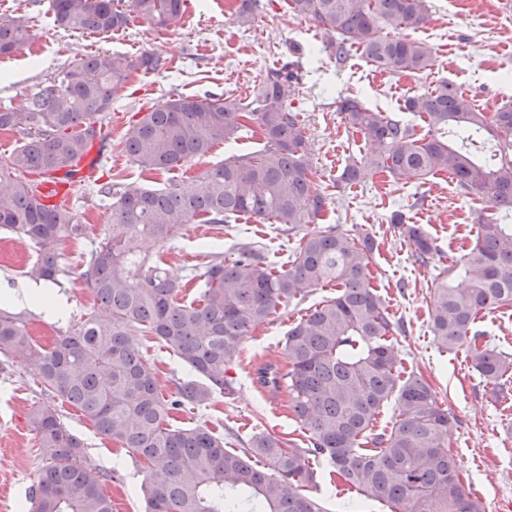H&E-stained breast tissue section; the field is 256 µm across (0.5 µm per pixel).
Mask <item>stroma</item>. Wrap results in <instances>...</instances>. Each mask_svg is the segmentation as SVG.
I'll return each mask as SVG.
<instances>
[{"instance_id":"1","label":"stroma","mask_w":512,"mask_h":512,"mask_svg":"<svg viewBox=\"0 0 512 512\" xmlns=\"http://www.w3.org/2000/svg\"><path fill=\"white\" fill-rule=\"evenodd\" d=\"M50 0H0V16L27 22L31 39L18 52L0 56V106L17 107L56 77L78 54L137 55L152 51L168 58L167 74H134L112 102L106 130L110 150L98 157V174L123 185L165 188L188 186L224 158L256 147L258 135L244 131L238 140L215 145L211 153L185 167L147 174L120 150L136 113L173 94L202 96L248 89L273 69L298 59L303 84L292 102L305 121L313 172L326 196L328 225L374 239L370 256L373 283L393 322L403 325L398 338L401 370L419 373L432 385L455 419L448 446L456 456L465 482L486 512H512V415L491 397V389L472 369L465 348L439 350L430 328V291L436 276L471 243L469 231L479 221V205L461 193L447 174L425 181L391 182L377 175L355 186L338 184L350 162L368 157L363 137L347 126L336 110L339 97L354 95L370 107L426 127L405 111L404 102L447 81L472 104L486 112L512 104V10L501 0H427L428 21L409 38L432 50L429 68L417 75H391L376 70L359 51L337 66L325 49L326 38L316 23L294 16L286 0H261L250 24H239L235 0H187L179 26L157 28L135 23L108 34H82L59 28ZM87 226L78 240L60 247V262L69 275L51 288L62 296L64 312L51 318L36 307L8 302L6 292L30 284L28 269L37 258L33 244L12 240L0 229V307L25 317L34 338L51 345L56 336L79 326L95 308L92 292L73 276L84 257L103 238L107 203L92 185H81L72 201ZM403 211L411 223L423 225L439 253L429 265L417 263L408 243L390 222ZM261 244L269 262H286L296 242L276 224L252 218L213 230L190 224L169 242L147 243L148 253L162 254L171 275L183 281V300L197 297L205 255L221 249L232 253L240 243ZM332 288H314L300 301L280 307L264 324L245 336L238 358L230 366L233 391L218 394L209 406L186 407L174 413L175 426H204L230 450L247 447L256 433H269L307 446V432L297 422L289 396L269 394L256 383V370L267 363H284V336L310 309L333 297ZM148 355L164 398L175 397L188 374L178 358L151 343ZM58 411L64 425L81 443V463L104 476L112 512H146L142 487L145 462L98 434L92 422L69 403L47 392L20 366L0 370V512H32V490L44 464L37 437L26 420L32 404ZM319 485L312 494L322 512H390L380 502L359 498L328 478L326 460H315Z\"/></svg>"}]
</instances>
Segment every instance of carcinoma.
Listing matches in <instances>:
<instances>
[{
    "instance_id": "obj_1",
    "label": "carcinoma",
    "mask_w": 512,
    "mask_h": 512,
    "mask_svg": "<svg viewBox=\"0 0 512 512\" xmlns=\"http://www.w3.org/2000/svg\"><path fill=\"white\" fill-rule=\"evenodd\" d=\"M294 15L313 20L328 37L339 65L354 45L378 69L400 75L428 69L432 53L406 36L385 30L427 23L426 0H287ZM185 0H51L54 22L68 30L107 34L138 18L158 28L179 25ZM30 39L20 18L0 17V56ZM168 60L85 54L30 101L0 107V132L16 130L23 142L0 159V227L39 249L28 274L58 281L67 273L58 246L86 232L80 214L44 201L47 176H69L97 138H103L113 97L132 73L164 74ZM301 78L293 62L273 70L244 101L232 93L171 95L134 120L122 152L145 173L170 172L208 155L254 123L262 148L233 155L203 172L189 189L141 186L98 192L112 199L104 237L80 273L97 308L49 349L29 333L18 314L0 309V356L13 359L45 390L78 408L104 438L142 458L147 512H321L304 493L317 485L311 457L327 459L330 474L393 512H485L466 489L448 448L455 425L437 392L422 376L399 372L395 324L372 285V238L334 227L305 234L287 264L276 268L258 249L234 256L208 255L198 302L178 299L183 285L168 276L163 258L143 254L141 241L164 244L188 224L220 229L243 215L291 232L323 219L326 199L309 160L305 127L291 107ZM405 110L427 127H414L367 106L355 96L338 101L346 123L372 148L371 162L354 161L344 183L372 174L426 180L446 172L461 192L485 198L473 246L452 259L431 291V330L442 350L467 346L472 368L492 386L494 398L512 379V356L480 341V316L512 307V105L492 116L470 104L452 85L408 98ZM391 223L427 265L438 253L434 239L402 212ZM318 286L336 296L314 308L286 335V364L263 366L260 382L288 388L296 418L310 433L301 448L257 433L237 452L203 426L175 427L170 413L207 406L214 394L233 390L229 366L249 331L278 308ZM134 328L173 353L192 375L178 397L159 390L147 352L130 338ZM398 415L390 430L375 431L390 401ZM28 421L46 459L33 491L35 512H112L102 476L80 463L81 442L56 410L35 403Z\"/></svg>"
}]
</instances>
